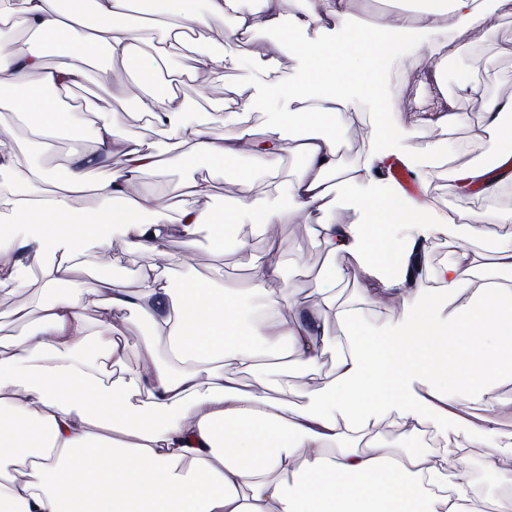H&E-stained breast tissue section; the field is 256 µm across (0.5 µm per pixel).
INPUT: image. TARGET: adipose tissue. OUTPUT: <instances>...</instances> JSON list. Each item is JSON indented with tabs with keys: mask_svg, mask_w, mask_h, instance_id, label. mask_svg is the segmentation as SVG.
<instances>
[{
	"mask_svg": "<svg viewBox=\"0 0 512 512\" xmlns=\"http://www.w3.org/2000/svg\"><path fill=\"white\" fill-rule=\"evenodd\" d=\"M418 25L440 33L429 48L430 77L448 63L451 42H464L483 17L481 0H404ZM283 0H208V14L230 13L231 31L244 36L258 26L282 25ZM135 0H23L19 15L0 10L1 23L26 33L21 45L0 44V131L16 120L33 135L69 132L74 142L62 167H47L11 151L0 152V175L10 187L8 211L0 212V295L21 287L33 268L58 294L32 317L23 307L13 316L29 329L0 343V512H484L464 483L451 481L456 453L443 420L448 392L493 410L485 396L499 377H512V288L500 283L472 288L467 302L448 318L436 312V296L413 287L406 276L416 252L431 234H482L484 225L511 224L512 210H494L472 220L439 212L403 195L382 198L364 192L375 170L387 167L398 125L375 122L380 147L359 164L340 169L338 133L360 120L347 111L352 95L377 94L376 77L391 52L390 28L376 24L346 32L341 40L306 45L303 75L276 81L274 49H267L254 92L239 94L248 112L274 105L263 133L233 122L223 138L208 132L209 115L191 111L178 93L163 90L142 99L143 112L168 137L187 145L163 158L125 136L115 112L98 113L84 134L77 113L60 106L59 89L85 82L86 71L44 67L50 46L68 56H102L125 73L154 75L155 57L145 54L126 19ZM154 13L170 18L167 56L180 54L185 32L202 28L208 14L187 0H151ZM307 128L290 140L285 132ZM299 166L286 182L282 204L269 207L252 194L253 174L240 169L242 155L276 169L284 153ZM236 174L240 198L221 213L202 207L211 185L189 183L192 205L170 216L169 206L141 179L166 165L185 169L198 161ZM497 176L482 164L454 168L452 190L480 186L486 196L512 187V164L496 162ZM111 170L93 183V170ZM360 203L361 224H327L323 216L336 185ZM99 205L91 218L77 217L76 196L85 191ZM312 221L329 263L316 281L324 304L310 324L289 319L287 296L269 291L282 275L281 243L273 228L294 212ZM209 225L216 246L228 224L266 228L265 253L252 256V289L263 298L252 324L240 318V299L202 278L174 283L182 258L169 252L174 237L191 238ZM127 252L152 256L136 289L98 279L88 294L60 292L88 258L112 263L113 234ZM353 255L359 269L381 277L386 265L400 269L383 279L381 297L401 300L411 311L400 322L365 327L361 309L337 304L335 288L348 274L339 254ZM485 264L482 253L462 251L436 268L442 290L472 287ZM100 307L101 327L91 331L83 313L86 297ZM336 317L324 322L325 310ZM137 312L151 333L139 344L140 369L123 362L131 347L122 334L128 312ZM165 352H157L155 341ZM279 344L281 365L316 367L335 351L331 382L315 386L304 403L288 379H259L245 387L239 374L255 373L260 341ZM233 371H226L225 362ZM384 419L398 434L377 432ZM430 434L426 451L401 442Z\"/></svg>",
	"mask_w": 512,
	"mask_h": 512,
	"instance_id": "ef3b65f1",
	"label": "adipose tissue"
}]
</instances>
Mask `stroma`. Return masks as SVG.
<instances>
[{
  "mask_svg": "<svg viewBox=\"0 0 512 512\" xmlns=\"http://www.w3.org/2000/svg\"><path fill=\"white\" fill-rule=\"evenodd\" d=\"M230 28V16H211L207 27L198 30L179 55L160 62L162 74L188 76L190 83L186 96L189 105L191 109L209 112V132L215 138L224 135V121L236 109V92L247 86L257 67L251 55L259 51L261 45H278L277 75L291 79L301 71L300 49L303 45L319 40L339 39L343 30L325 29L312 23L295 27L291 40L284 42L279 32L264 27L257 30L253 39L238 40L230 36ZM435 38V33L426 29L418 30L413 39L399 38L394 61L390 68L382 72L378 85L380 97L394 103L393 112L386 115L387 120L398 119L402 122L397 144L400 155L413 159L416 164H431L435 167L431 186L417 187L414 198L418 201L430 198L443 212H462L473 217L494 209L512 208V196L489 198L477 193L464 197L454 195L448 187V172L451 168L467 162H479L484 155L498 153L501 149L496 130L476 129L473 121L482 112L484 99L512 96V53L501 50L502 45L512 43V0H486L484 21L472 27L465 45L449 53L447 69L442 70L438 80L434 81L421 77L420 69L428 47ZM202 51L223 54L226 60L223 78L217 79L208 73L194 71V59ZM84 67L89 73L85 82L89 90L88 99L98 111H118L124 118L122 130L127 136L150 144L164 156L175 154V147L142 112L136 95L120 93L100 84L101 73L110 67L107 60H88ZM465 82L478 86V93L462 91L461 85ZM435 107L467 114L471 121L451 129L425 122V112ZM200 176L208 178L212 184L206 207L219 213L236 205L239 193L234 176L204 161L198 162L190 170L178 167L165 169L150 175L149 180L170 204L172 211L176 212L189 202L184 193L185 183L190 178ZM277 236L285 248L281 258L283 275L281 280L271 284V291L286 294L303 308H319L321 299L314 288V281L328 260L317 243L311 224L307 223L304 216L292 217L288 223L278 225ZM211 237V228L203 226L197 230L192 248H184L181 240L172 241L170 251L180 253L183 258V264L177 270L178 277L195 275L210 280L216 285L243 293L244 305L255 306V298L247 294L252 282L251 266L247 258L229 246L221 251L215 249ZM509 240H512V224L486 225L483 238L476 240L450 234H434L429 243V258L423 270L422 287H438L435 268L453 262L466 249L485 255L486 264L477 272V279L495 277L499 282L512 286V271L497 267L493 253L494 245ZM112 251L117 255L114 265L105 267L97 264L75 273L70 283L71 289L86 291L100 277L110 278L125 288L135 289L139 276L151 262L150 256L124 252L122 239L117 235L112 238ZM336 263L354 273L353 278L338 288L337 298L341 301L360 299L366 326L373 328L405 318L407 311L400 302H379L364 294L365 281L356 275L357 264L353 257L339 256ZM42 283V272L35 268L30 271L25 285L12 294L0 296V330L11 335L18 333V325L13 324L9 318L15 307L25 306L36 313L48 303V291ZM448 397L458 413L457 418L448 422L449 434L457 436L459 442L453 470L458 478L467 483L480 484L479 497L488 512H493L502 497L499 474L512 470V451L504 449L494 453L472 440L467 431L471 426L480 424L484 415L481 405L469 402L453 391L449 392Z\"/></svg>",
  "mask_w": 512,
  "mask_h": 512,
  "instance_id": "obj_1",
  "label": "stroma"
}]
</instances>
